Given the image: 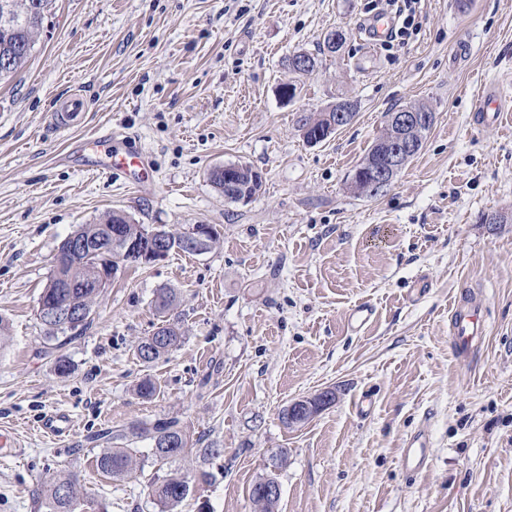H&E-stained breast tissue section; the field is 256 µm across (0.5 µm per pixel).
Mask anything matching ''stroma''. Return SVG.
I'll use <instances>...</instances> for the list:
<instances>
[{
    "mask_svg": "<svg viewBox=\"0 0 512 512\" xmlns=\"http://www.w3.org/2000/svg\"><path fill=\"white\" fill-rule=\"evenodd\" d=\"M367 0H56L15 79L0 84V512H37L31 492L60 471L106 512H158L147 476L98 472L97 433L181 420L224 456L181 512H253L269 459L278 512H512V0H421L409 38L383 48L362 27ZM347 31L317 71L287 59ZM295 81L283 102L277 88ZM496 123L476 122L484 88ZM83 118L57 128L61 99ZM356 100L353 121L317 144L304 118ZM420 102L436 122L422 150L375 197L345 182L388 112ZM109 131L146 153L153 180L93 172L85 142ZM244 163L263 177L248 202L226 200L211 168ZM221 233L203 254L170 252L120 268L86 330L45 340L36 315L59 243L107 212ZM173 289L167 314L157 291ZM484 300L486 334L465 358L451 313ZM372 307L353 328L351 308ZM181 345L154 363L136 354L163 321ZM68 374L56 369L59 359ZM155 397L139 396L144 379ZM332 388L304 425L289 402ZM62 412L67 435L42 424ZM425 434L428 462L403 461Z\"/></svg>",
    "mask_w": 512,
    "mask_h": 512,
    "instance_id": "stroma-1",
    "label": "stroma"
}]
</instances>
